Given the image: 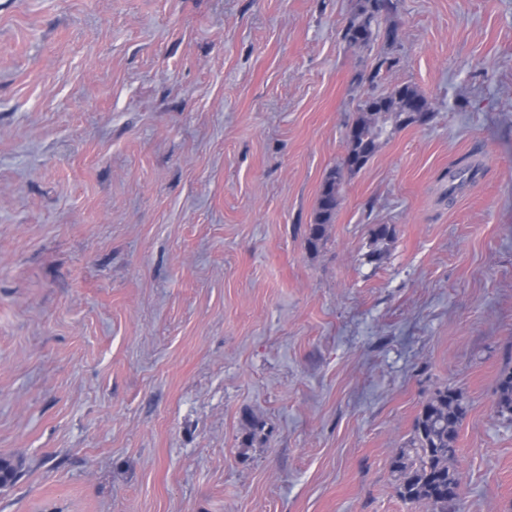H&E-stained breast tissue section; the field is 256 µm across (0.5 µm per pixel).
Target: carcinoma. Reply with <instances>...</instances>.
<instances>
[{
  "instance_id": "cac0c4a2",
  "label": "carcinoma",
  "mask_w": 512,
  "mask_h": 512,
  "mask_svg": "<svg viewBox=\"0 0 512 512\" xmlns=\"http://www.w3.org/2000/svg\"><path fill=\"white\" fill-rule=\"evenodd\" d=\"M394 7L392 0H358L357 8L343 29L342 38L352 46H368L377 37L392 46L397 41L394 28H381L383 15ZM359 118L347 134V154L370 160L381 140L392 128H403L430 118L427 98L410 84L392 87L384 93L361 101ZM331 169L325 176L313 224L309 225L307 246L316 249L325 238L327 226L333 223L339 207L341 180ZM477 169L467 167L448 172L450 189L472 181ZM394 237V228L377 224L371 229L374 249L370 258L378 262L383 246ZM494 407L499 417L512 421V368H504L497 380ZM468 413V404L454 388L442 386L423 403L415 418L410 437L390 459V471L398 498L406 504L421 505L425 512H456L461 495V481L455 466L459 427ZM21 470V462L0 457V485L12 484Z\"/></svg>"
}]
</instances>
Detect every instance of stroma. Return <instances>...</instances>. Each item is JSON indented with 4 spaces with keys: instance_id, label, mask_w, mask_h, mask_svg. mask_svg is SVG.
<instances>
[{
    "instance_id": "obj_1",
    "label": "stroma",
    "mask_w": 512,
    "mask_h": 512,
    "mask_svg": "<svg viewBox=\"0 0 512 512\" xmlns=\"http://www.w3.org/2000/svg\"><path fill=\"white\" fill-rule=\"evenodd\" d=\"M357 2L0 0V512H423L389 461L444 385L464 512H512V0H393L391 50ZM394 7L392 0H359L357 8L343 29L342 38L352 46H368L382 36L388 46L397 41L395 28L381 29L383 15ZM359 118L347 134L346 155L364 156L367 163L381 140L392 133V127L403 128L427 121L431 107L427 98L411 84L392 87L384 93L361 101ZM342 165H337L331 169L325 176L319 197L317 199V207L314 213L313 224H309L308 236L306 238L307 246L317 249L325 238L327 226L332 224L339 207V186L341 180L336 177V171L341 169ZM350 162L345 161L343 170L350 169ZM494 407L499 417L512 421V368L505 367L499 374Z\"/></svg>"
}]
</instances>
